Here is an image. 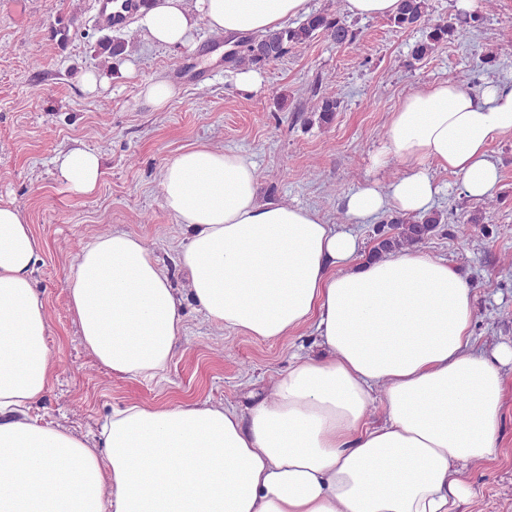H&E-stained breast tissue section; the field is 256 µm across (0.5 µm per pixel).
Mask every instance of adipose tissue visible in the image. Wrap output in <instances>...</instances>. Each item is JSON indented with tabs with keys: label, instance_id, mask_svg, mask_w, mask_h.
Listing matches in <instances>:
<instances>
[{
	"label": "adipose tissue",
	"instance_id": "ef3b65f1",
	"mask_svg": "<svg viewBox=\"0 0 512 512\" xmlns=\"http://www.w3.org/2000/svg\"><path fill=\"white\" fill-rule=\"evenodd\" d=\"M307 2L151 0L137 27L180 54L199 22L233 44L282 28ZM506 135L512 82L477 93L430 83L392 112L373 158L400 159L404 174L350 194L345 211L357 224L426 214L443 191L435 166L467 196H493L489 145ZM53 164L72 189L96 190V153L69 149ZM160 186L184 228L189 292L172 287L140 238L95 237L66 280L95 360L121 377L158 376L188 298L213 324L260 340L313 324L322 353L295 357L272 397L244 411L129 403L89 440L40 423L30 410L53 378L32 278L41 243L0 204V512H459L472 495L465 471L498 453L512 348L474 350V295L458 270L410 249L362 257L358 238L316 211L260 201L254 165L232 151L190 148L163 167Z\"/></svg>",
	"mask_w": 512,
	"mask_h": 512
}]
</instances>
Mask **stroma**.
<instances>
[{
    "instance_id": "1",
    "label": "stroma",
    "mask_w": 512,
    "mask_h": 512,
    "mask_svg": "<svg viewBox=\"0 0 512 512\" xmlns=\"http://www.w3.org/2000/svg\"><path fill=\"white\" fill-rule=\"evenodd\" d=\"M98 2L24 0L18 14L0 8V204L18 207L42 243L33 278L45 300L55 365L51 386L31 414L85 439L97 435L112 409L130 402L246 407L287 372L294 354L317 349L312 325L264 341L219 329L190 300L182 312L186 332L161 376L112 375L83 347L66 279L80 248L95 236L119 230L140 237L173 288L188 286L177 258L184 230L162 206L166 163L192 145L239 152L256 166L260 201L308 206L332 224L351 191L403 172L398 161L372 169L371 156L384 140L390 113L408 95L450 76L476 91L491 77L512 80V0H498L493 12L482 14L468 44L442 45L412 67L408 55L422 30L395 29L385 17L354 19L356 47L322 36L295 46L262 68V83L250 94L237 89L228 63H209L214 45L206 26L197 29L194 51L176 55L131 25L103 27ZM71 15L78 32L65 46L51 44V28ZM110 36L127 41L135 74L114 71L107 91L87 97L78 76L97 68L96 44ZM157 78L180 90L165 112L152 111L138 95L141 83ZM317 89L341 100L331 123L301 109ZM73 147L102 157L103 175L92 194L75 193L56 176L52 158ZM489 154L501 170L498 208L485 210L483 201L460 192L457 176L436 171L448 189L434 207L451 212L453 221L416 246L448 260L467 281L479 350L512 345V265L504 261L512 255V137L495 139ZM480 209L484 223L474 226L469 247L460 248L455 224ZM469 480L475 495L461 512H512L511 369L504 372L499 457L471 470Z\"/></svg>"
}]
</instances>
